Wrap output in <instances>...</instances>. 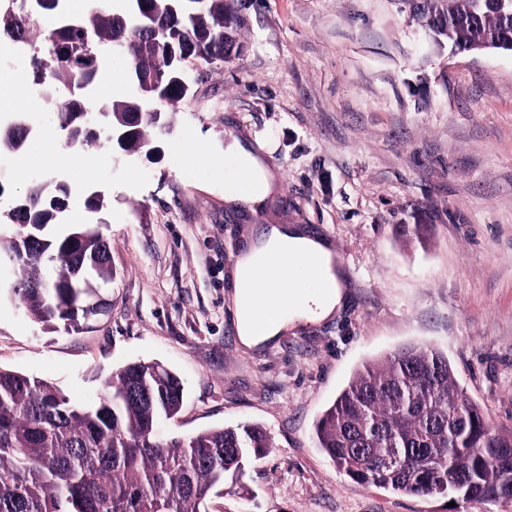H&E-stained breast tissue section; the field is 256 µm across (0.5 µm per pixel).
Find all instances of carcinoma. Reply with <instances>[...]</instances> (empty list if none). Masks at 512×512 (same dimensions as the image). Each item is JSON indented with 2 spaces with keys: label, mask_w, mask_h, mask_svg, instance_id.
I'll list each match as a JSON object with an SVG mask.
<instances>
[{
  "label": "carcinoma",
  "mask_w": 512,
  "mask_h": 512,
  "mask_svg": "<svg viewBox=\"0 0 512 512\" xmlns=\"http://www.w3.org/2000/svg\"><path fill=\"white\" fill-rule=\"evenodd\" d=\"M59 0H37L36 19L0 12V36L30 35V25L57 15ZM154 21L187 45L183 63L141 31L137 16L96 8L54 27L48 59L31 58L37 84L60 79L76 84L99 79L101 56L90 36L114 47L140 76L149 95L166 107L188 93V67L231 56L241 17L237 0H192L177 18L164 3L145 0ZM409 13L457 52L512 51V10L502 0H399ZM54 112L55 128L82 126L88 102L41 100ZM116 123L140 110L120 94L105 106ZM165 135L149 118L127 143L137 153L144 139ZM27 138L3 134L0 151L21 152ZM20 207L0 213L13 228L0 236V256H13L10 288L26 311L47 329H90L97 313L87 300L112 280L107 242L93 224L58 229L50 196L33 181ZM184 385L153 362L130 363L112 376L93 405L72 401L52 383L0 369V512H204L227 479L265 458L271 436L256 424H240L162 439L158 423L183 404ZM318 447L354 481L409 496L460 495L469 502L512 499V434L494 432L480 407L452 378L440 352L408 344L359 368L315 425Z\"/></svg>",
  "instance_id": "obj_1"
}]
</instances>
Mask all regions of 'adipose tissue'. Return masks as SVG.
I'll list each match as a JSON object with an SVG mask.
<instances>
[{"label":"adipose tissue","instance_id":"obj_1","mask_svg":"<svg viewBox=\"0 0 512 512\" xmlns=\"http://www.w3.org/2000/svg\"><path fill=\"white\" fill-rule=\"evenodd\" d=\"M225 156L235 158L239 167L252 176L249 191L225 190L224 199L255 209L263 205L276 188V177L264 166L262 160L231 142L224 150ZM296 252L312 257L321 268V281L307 300L296 299L288 284L293 275L289 272L269 278L268 270L283 252ZM235 281H253L263 293L269 306L268 314L238 312L239 339L243 346L255 348L274 340L281 332L306 321H316L331 316L345 297L346 276L337 268L335 254L322 239L312 238L296 228L272 224L262 230L238 257L234 271Z\"/></svg>","mask_w":512,"mask_h":512}]
</instances>
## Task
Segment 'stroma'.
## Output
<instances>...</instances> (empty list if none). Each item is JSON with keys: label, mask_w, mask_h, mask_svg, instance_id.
Wrapping results in <instances>:
<instances>
[{"label": "stroma", "mask_w": 512, "mask_h": 512, "mask_svg": "<svg viewBox=\"0 0 512 512\" xmlns=\"http://www.w3.org/2000/svg\"><path fill=\"white\" fill-rule=\"evenodd\" d=\"M239 55L189 67L158 152L109 143L27 156L102 191L111 312L88 332L35 323L0 270V368L94 403L117 369L157 361L182 380L161 436L244 422L274 448L206 512H512L354 482L314 424L364 362L408 343L447 357L490 427L512 432V51L456 52L399 0H242ZM261 142L282 176L268 210L224 204V133ZM328 240L351 286L332 318L241 345L230 258L267 223Z\"/></svg>", "instance_id": "1"}]
</instances>
